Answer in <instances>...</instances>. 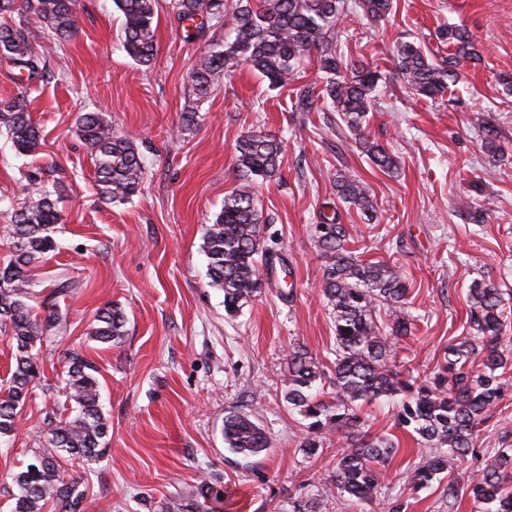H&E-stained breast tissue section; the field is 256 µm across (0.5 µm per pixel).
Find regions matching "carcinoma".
<instances>
[{
    "mask_svg": "<svg viewBox=\"0 0 512 512\" xmlns=\"http://www.w3.org/2000/svg\"><path fill=\"white\" fill-rule=\"evenodd\" d=\"M158 0H113L121 13V37L127 54L148 66L156 53L154 19ZM181 22L195 28H220L232 12L233 26L224 42L205 51L189 78L197 100L211 91L222 73L245 64L284 88L293 72L313 52L325 84H309L297 94V110L312 112L324 102L338 113L355 142L384 173L398 169L397 157L375 142L364 126L374 106L380 72L332 51L335 29L344 15V0H171ZM78 0H0V17L19 16L0 23V57L40 79L51 53L78 30ZM357 7L379 20L392 12V0H358ZM438 39L452 52L436 63L415 43L397 46L394 64L414 95L433 99L460 80L461 63L480 59L469 31L450 26ZM0 127L10 135L15 151L34 154L41 140L24 94L0 102ZM79 136L89 147L100 194L112 202L127 201L138 189L143 169L134 141L118 135L98 112L77 119ZM282 141L274 134L252 131L236 145L239 185L224 197V206L205 229V248L211 285L224 292L229 316L262 292L258 256L264 248L263 215L256 208L253 185L278 171ZM336 193L372 220L376 207L368 184L355 174L336 175ZM62 214L52 192L40 190L14 212L10 228L12 257L0 266V325L15 344L9 385L0 398V439L12 437L18 416L40 380L41 366L34 349L44 329L55 326L47 316L38 320L28 303L30 269L56 247L54 225ZM318 245L326 259L321 291L335 327V359L329 370L301 346L286 355L283 399L310 420L301 450L310 457L324 453L323 433L334 431L343 441L336 454L333 481L341 497L353 504L381 493L383 466L395 449L386 436L366 429L361 405L376 399H400L398 425L409 427L417 444L442 452L423 459L413 475V487L425 488L445 472L448 460L477 456L479 428L486 423L505 393L512 389V350L505 346L509 319L504 293L490 277L472 280L468 288L467 324L463 340L448 346L439 374L426 383L402 379L394 350L411 335L414 318L406 310L409 284L395 264L364 260L352 250L342 224H319ZM385 316H380V312ZM92 340L107 345L123 342L126 316L116 306L98 310ZM67 378L62 390L71 402V415L48 416L44 446L32 451L29 462L12 477V512H83L85 489L77 477H65L62 462L90 463L103 454L110 429L102 410L97 367L76 349L66 353ZM330 398H324V395ZM226 449L247 461L266 452L271 442L256 416L230 411L224 416ZM211 487L204 481L192 492L167 501L161 512H206ZM484 512H512V448L484 454L478 480L462 488L454 480L443 488L448 512H454L462 491Z\"/></svg>",
    "mask_w": 512,
    "mask_h": 512,
    "instance_id": "cac0c4a2",
    "label": "carcinoma"
}]
</instances>
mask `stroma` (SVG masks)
<instances>
[{
    "instance_id": "1",
    "label": "stroma",
    "mask_w": 512,
    "mask_h": 512,
    "mask_svg": "<svg viewBox=\"0 0 512 512\" xmlns=\"http://www.w3.org/2000/svg\"><path fill=\"white\" fill-rule=\"evenodd\" d=\"M389 18L349 10L335 30L345 57L376 67L382 79L366 117L369 134L394 154L396 173L376 169L334 112H299L296 94L322 80L316 59L288 87L270 89L247 67L221 76L204 101L188 75L225 29L193 36L178 24L170 0H159L157 52L136 64L122 47L112 0H80L79 29L55 53L45 80L0 57V99L26 93L43 140L35 155L17 154L0 130V264L11 253L8 226L33 187L68 186L58 202L63 221L54 251L36 263L30 304L38 317L61 313L38 357L44 375L21 412L14 436L0 439V512H10L12 476L42 447L44 419L61 411L64 354L82 348L97 366L108 449L88 464L65 463L87 493L85 512H157L161 502L200 481L232 497L236 512H448L444 485L414 490L411 478L427 449L396 428L399 404L362 407L372 433L395 451L372 502L351 505L331 482L341 442L323 440L312 459L300 444L307 422L282 397L289 348L304 346L331 365L335 328L320 285L325 260L317 226L338 215L350 245L366 260L396 262L410 283L413 335L397 362L413 374L436 370L449 344L466 336L467 288L487 275L512 294V0H393ZM465 26L480 60L467 63L455 86L436 100L408 93L394 69L398 43L419 44L434 60L448 54L438 28ZM197 105V123L181 116ZM100 112L115 133L134 137L142 184L126 202L99 193L89 148L76 119ZM494 118L502 152L484 147L482 124ZM262 129L282 141L275 177L255 187L269 251L265 286L234 317L210 283L204 232L237 185L236 144ZM358 175L376 213L366 220L336 195V175ZM121 307L126 336L117 347L91 340L99 308ZM256 415L270 450L243 462L224 448V416Z\"/></svg>"
}]
</instances>
